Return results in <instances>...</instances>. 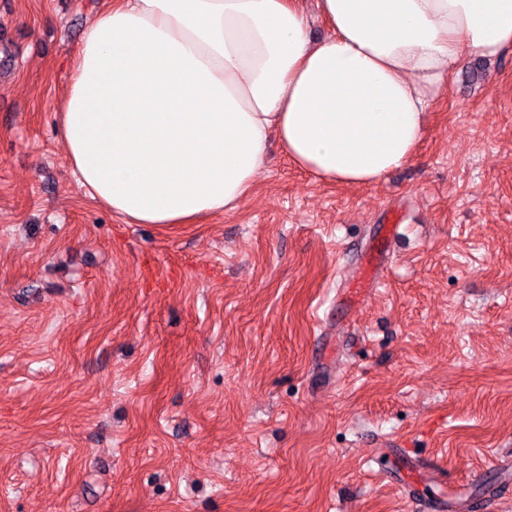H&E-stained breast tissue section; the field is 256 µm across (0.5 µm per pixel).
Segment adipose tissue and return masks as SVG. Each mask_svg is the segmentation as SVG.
<instances>
[{
	"label": "adipose tissue",
	"mask_w": 512,
	"mask_h": 512,
	"mask_svg": "<svg viewBox=\"0 0 512 512\" xmlns=\"http://www.w3.org/2000/svg\"><path fill=\"white\" fill-rule=\"evenodd\" d=\"M104 0L57 113L80 187L131 224L236 210L269 138L316 179L411 161L464 54L512 47V0Z\"/></svg>",
	"instance_id": "ef3b65f1"
}]
</instances>
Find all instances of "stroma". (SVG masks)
Returning a JSON list of instances; mask_svg holds the SVG:
<instances>
[{"instance_id": "35a3bbf8", "label": "stroma", "mask_w": 512, "mask_h": 512, "mask_svg": "<svg viewBox=\"0 0 512 512\" xmlns=\"http://www.w3.org/2000/svg\"><path fill=\"white\" fill-rule=\"evenodd\" d=\"M102 6L0 0V512H512V49L377 183L274 142L236 211L126 224L56 119Z\"/></svg>"}]
</instances>
